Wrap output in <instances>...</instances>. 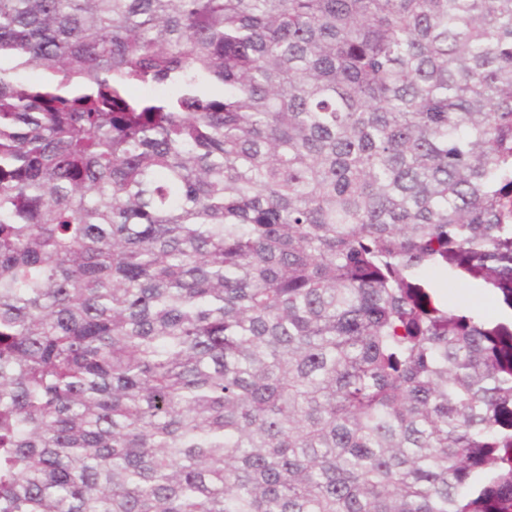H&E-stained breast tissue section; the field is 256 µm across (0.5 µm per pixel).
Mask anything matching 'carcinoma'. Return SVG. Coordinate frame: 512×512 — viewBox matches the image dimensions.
<instances>
[{"label":"carcinoma","mask_w":512,"mask_h":512,"mask_svg":"<svg viewBox=\"0 0 512 512\" xmlns=\"http://www.w3.org/2000/svg\"><path fill=\"white\" fill-rule=\"evenodd\" d=\"M512 0H0V512H512ZM436 291L440 299L448 302V306L465 313L480 314L488 320H495L502 305V301L488 289L466 280L440 281Z\"/></svg>","instance_id":"cac0c4a2"}]
</instances>
